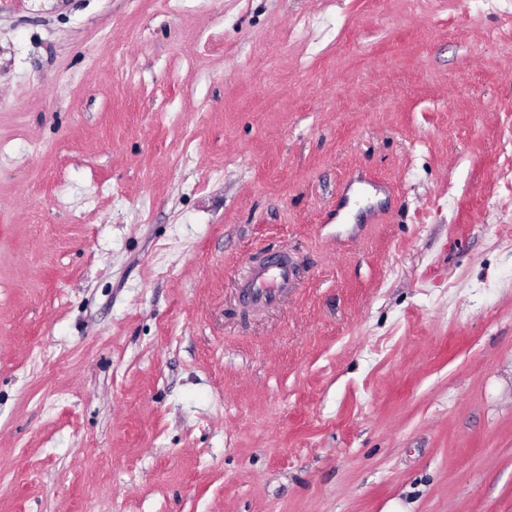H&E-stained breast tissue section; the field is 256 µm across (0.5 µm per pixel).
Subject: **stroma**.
Instances as JSON below:
<instances>
[{
	"instance_id": "obj_1",
	"label": "stroma",
	"mask_w": 512,
	"mask_h": 512,
	"mask_svg": "<svg viewBox=\"0 0 512 512\" xmlns=\"http://www.w3.org/2000/svg\"><path fill=\"white\" fill-rule=\"evenodd\" d=\"M0 512H512V0H0ZM290 277L288 258L256 259L246 272L244 296L253 308L272 305L288 292Z\"/></svg>"
}]
</instances>
